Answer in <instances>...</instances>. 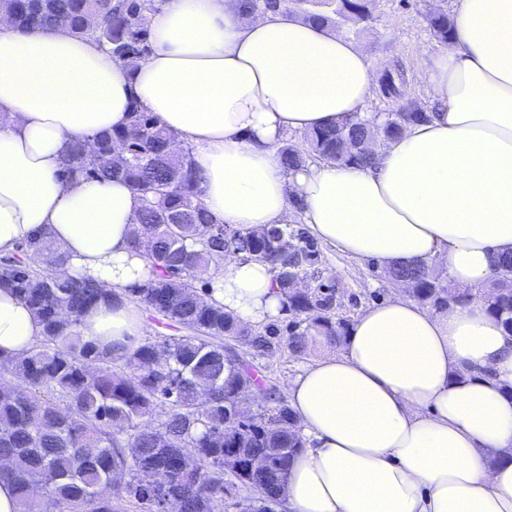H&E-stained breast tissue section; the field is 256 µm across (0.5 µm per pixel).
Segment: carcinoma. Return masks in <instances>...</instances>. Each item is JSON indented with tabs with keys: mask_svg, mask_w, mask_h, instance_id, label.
<instances>
[{
	"mask_svg": "<svg viewBox=\"0 0 512 512\" xmlns=\"http://www.w3.org/2000/svg\"><path fill=\"white\" fill-rule=\"evenodd\" d=\"M238 10L285 13L310 24L371 27V0H237ZM157 0H0V11L25 32L60 28L107 46L134 67L150 51L146 14ZM435 39L448 43L454 19L431 13ZM384 94L396 107L382 119H350L304 136L303 146L284 143L282 163L290 170L310 160L368 165L373 154L358 151L369 138L378 146L406 125L429 118L416 102L402 98L393 77ZM100 158L74 142L63 159L61 177L122 179L141 200L134 219L152 240L145 252L149 277L126 297L151 317L173 323L175 335L148 338L115 358L84 340L75 328L101 302L112 299L90 278L65 272L66 257L45 233L26 239L0 257V286L11 289L43 326L41 338L16 356L0 355V481L11 482L20 512H118L113 476L128 474L117 490L146 512H224V501L244 486L253 497L241 512H269L281 503L292 459L305 439L287 402L264 383L231 344L253 350L285 345L297 358L323 342L340 343L350 326L340 317L341 293L328 275L316 239L301 224L236 229L215 222L205 206L200 177L189 149L178 165L168 159L177 135L154 116L134 108L129 124L93 138ZM289 246H278L279 238ZM271 265L284 295L281 314L291 316L288 337L276 324L257 332L221 306L209 304L212 271L235 253ZM303 276L312 288L299 293L288 278ZM385 285H415L412 297L424 306H464L470 294L436 275L431 266L384 267ZM488 308L512 333V254L496 261L486 289ZM251 396L262 408L247 426L249 439L236 433L235 404ZM240 456L235 473L224 472V454ZM46 488L36 500L31 489Z\"/></svg>",
	"mask_w": 512,
	"mask_h": 512,
	"instance_id": "cac0c4a2",
	"label": "carcinoma"
}]
</instances>
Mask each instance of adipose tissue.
I'll return each instance as SVG.
<instances>
[{
  "label": "adipose tissue",
  "instance_id": "adipose-tissue-1",
  "mask_svg": "<svg viewBox=\"0 0 512 512\" xmlns=\"http://www.w3.org/2000/svg\"><path fill=\"white\" fill-rule=\"evenodd\" d=\"M152 50L130 68L56 29L0 22V255L43 229L68 274L113 295L79 332L121 357L147 325L126 287L148 276L132 245L139 199L121 180L64 181L77 139L127 125L133 107L192 147L213 218L259 229L299 217L311 234L383 266L440 262L470 292L432 310L397 296L351 324L288 383L306 438L290 464L286 512H512V335L482 294L512 252V0H455V32L421 67L434 105L373 165L286 169L291 133L371 112L380 83L367 51L279 14L243 17L234 0H166ZM208 302L255 325L279 315L268 263L229 256ZM42 326L0 288V353Z\"/></svg>",
  "mask_w": 512,
  "mask_h": 512
}]
</instances>
